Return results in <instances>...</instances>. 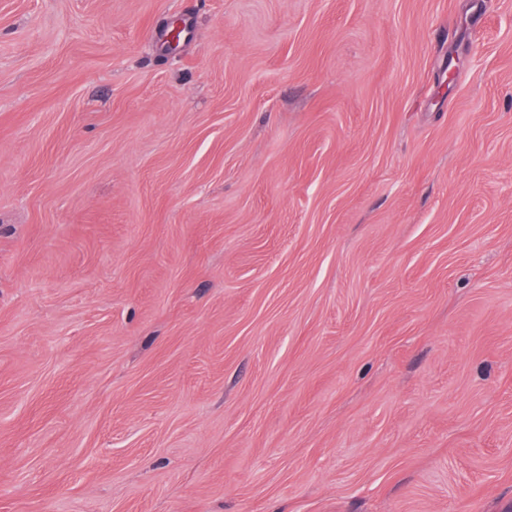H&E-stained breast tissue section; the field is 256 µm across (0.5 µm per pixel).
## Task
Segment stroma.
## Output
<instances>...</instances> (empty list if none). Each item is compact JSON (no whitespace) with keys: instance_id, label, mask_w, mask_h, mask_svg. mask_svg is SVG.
<instances>
[{"instance_id":"35a3bbf8","label":"stroma","mask_w":512,"mask_h":512,"mask_svg":"<svg viewBox=\"0 0 512 512\" xmlns=\"http://www.w3.org/2000/svg\"><path fill=\"white\" fill-rule=\"evenodd\" d=\"M0 512H512V0H0Z\"/></svg>"}]
</instances>
